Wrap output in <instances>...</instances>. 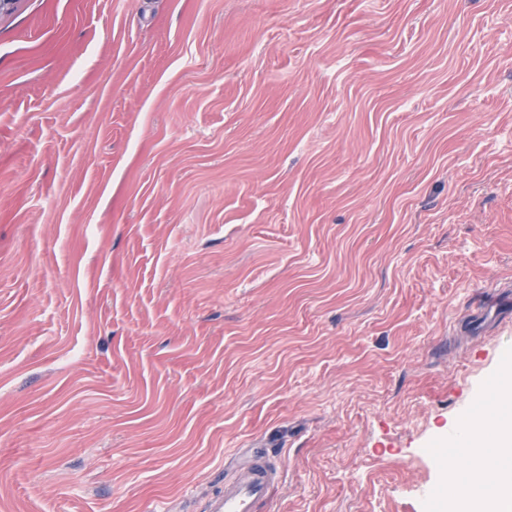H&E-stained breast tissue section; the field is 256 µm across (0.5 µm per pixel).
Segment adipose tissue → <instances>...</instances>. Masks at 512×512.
Returning <instances> with one entry per match:
<instances>
[{"instance_id": "1", "label": "adipose tissue", "mask_w": 512, "mask_h": 512, "mask_svg": "<svg viewBox=\"0 0 512 512\" xmlns=\"http://www.w3.org/2000/svg\"><path fill=\"white\" fill-rule=\"evenodd\" d=\"M483 433L473 455L459 467H449L448 483L457 487V496L449 499L452 512H479L490 505L492 512H512V422L496 418L492 427L476 422ZM496 465L499 479L485 484L481 478L486 466Z\"/></svg>"}]
</instances>
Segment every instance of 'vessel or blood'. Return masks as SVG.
I'll return each instance as SVG.
<instances>
[{
  "mask_svg": "<svg viewBox=\"0 0 512 512\" xmlns=\"http://www.w3.org/2000/svg\"><path fill=\"white\" fill-rule=\"evenodd\" d=\"M281 478L276 459L254 451L243 465L225 473L223 487L207 495L202 512H263Z\"/></svg>",
  "mask_w": 512,
  "mask_h": 512,
  "instance_id": "1",
  "label": "vessel or blood"
}]
</instances>
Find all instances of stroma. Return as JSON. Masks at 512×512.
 I'll return each mask as SVG.
<instances>
[{"mask_svg":"<svg viewBox=\"0 0 512 512\" xmlns=\"http://www.w3.org/2000/svg\"><path fill=\"white\" fill-rule=\"evenodd\" d=\"M507 290L512 0L0 6V512H448ZM281 478L280 464L258 449L243 465L224 472V486L207 495L202 511L262 512Z\"/></svg>","mask_w":512,"mask_h":512,"instance_id":"stroma-1","label":"stroma"}]
</instances>
